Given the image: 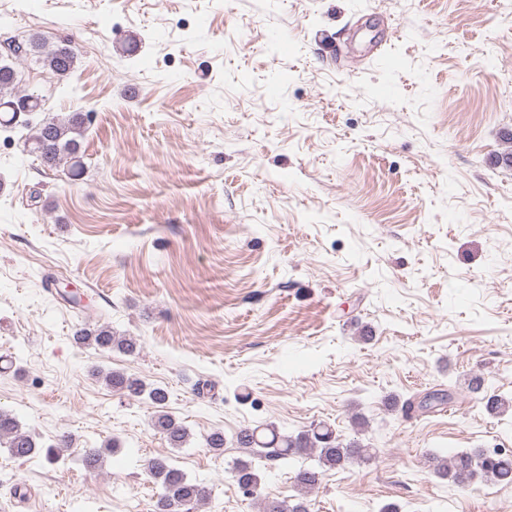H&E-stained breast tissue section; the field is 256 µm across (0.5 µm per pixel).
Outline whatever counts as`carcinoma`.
Instances as JSON below:
<instances>
[{
	"label": "carcinoma",
	"instance_id": "obj_1",
	"mask_svg": "<svg viewBox=\"0 0 512 512\" xmlns=\"http://www.w3.org/2000/svg\"><path fill=\"white\" fill-rule=\"evenodd\" d=\"M9 51L17 61L31 54L38 55L44 67L60 80L71 75L77 61V53L72 45L60 43L48 46L35 38L25 43L16 42L9 46ZM23 108L29 113L37 112L41 109V101L18 91L15 64H0V125H26L27 118L17 116V112ZM86 117L87 114L83 112H71L62 117L45 118L28 141L29 151L36 154L41 164L49 170H57L64 165L70 176H80L83 173L80 138L85 130ZM73 340L80 345L101 350L116 348L127 354H133L140 348L136 338L116 336L108 325L82 323L75 327ZM97 374L112 390L123 395L136 398L147 396L155 408L151 419L152 429L172 447L180 448L187 442L189 434L186 427L166 411V389L148 385L144 380L123 372L99 370ZM469 387L474 393L485 392V407L491 412L504 413L512 407V399L488 392L486 378L482 375L472 376ZM236 442L251 455V459L239 461L234 469V478L247 496L258 494L261 481L254 459L281 460L293 469L295 494L281 500H262L260 512H309L307 497L321 483L326 471L373 456L371 448L357 440L343 443L336 436V431L324 424L296 434L285 433L272 423L262 424L241 430L236 435ZM68 443L69 439L64 435L58 439L57 446L43 451L11 414L0 411V444L5 445L14 457L27 458L43 451L47 461L52 464L58 459L56 448H66ZM428 463L433 473L456 485H467L478 478L503 485L512 484V453L501 450L495 454L483 450L460 451L451 456L432 452ZM145 470L162 489L155 512H196L198 506L208 498V489L203 483L188 479L163 458L148 460Z\"/></svg>",
	"mask_w": 512,
	"mask_h": 512
}]
</instances>
